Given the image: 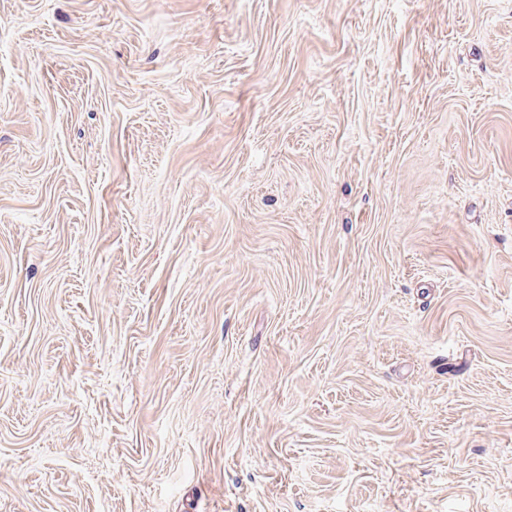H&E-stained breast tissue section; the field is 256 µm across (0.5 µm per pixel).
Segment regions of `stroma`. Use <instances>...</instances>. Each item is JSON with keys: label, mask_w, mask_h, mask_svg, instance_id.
Listing matches in <instances>:
<instances>
[{"label": "stroma", "mask_w": 512, "mask_h": 512, "mask_svg": "<svg viewBox=\"0 0 512 512\" xmlns=\"http://www.w3.org/2000/svg\"><path fill=\"white\" fill-rule=\"evenodd\" d=\"M0 512H512V0H0Z\"/></svg>", "instance_id": "stroma-1"}]
</instances>
